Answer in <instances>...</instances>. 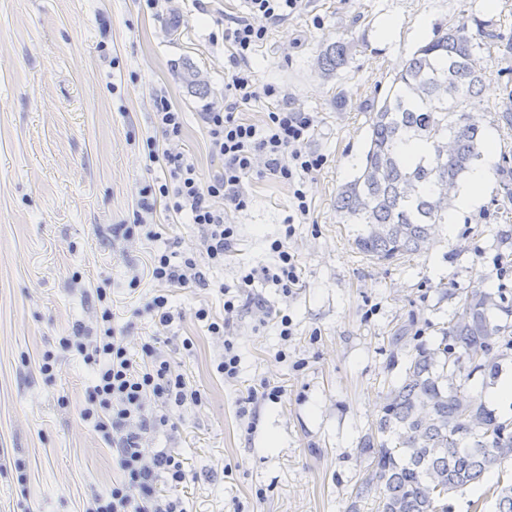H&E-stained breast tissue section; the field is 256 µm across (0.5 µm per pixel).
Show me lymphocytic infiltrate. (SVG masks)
<instances>
[{"label":"lymphocytic infiltrate","mask_w":512,"mask_h":512,"mask_svg":"<svg viewBox=\"0 0 512 512\" xmlns=\"http://www.w3.org/2000/svg\"><path fill=\"white\" fill-rule=\"evenodd\" d=\"M246 2L247 13L230 18L224 28L232 67L224 99L208 104L200 114L209 152L222 162L220 170L202 176L175 149L183 129L182 114L165 94L153 100L159 134L149 139L147 147L151 168L162 173L158 199L169 217H188L199 231L198 254L164 250L150 255L146 276L155 289L144 308L163 328L174 321L171 289L207 286L206 267L223 265L233 252L240 232L231 214L248 205L245 181L258 172L287 186L293 216L303 223L312 209L306 179L328 161L325 154L308 147L319 124L317 115L281 101L279 88L261 82L251 66L252 57L273 28L303 13L308 0ZM260 98L275 100V107L258 122L241 117L240 108ZM294 232V225L287 226L283 237L271 241L272 265L241 270L235 287H222L223 319L212 318L204 308L195 313L211 335L224 339V356L217 370L225 379H236L240 366L238 348L230 337L231 323L244 307L265 309L252 291L255 282L271 284L286 296L301 282L300 260L288 246ZM97 297L103 304L98 334L89 337L78 329L62 343L83 354L95 373L92 397L105 414L96 419L86 409L82 416L95 419L98 429L111 431L123 479L110 497L96 498L86 512H185L180 496L187 479L183 460L168 449L146 453L145 442L148 433L172 426L174 409L199 404L201 393L188 385L174 361L158 349V337H149L139 354H132L125 336L113 326L116 314L105 292H98Z\"/></svg>","instance_id":"1"}]
</instances>
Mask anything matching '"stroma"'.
I'll return each instance as SVG.
<instances>
[{
	"label": "stroma",
	"mask_w": 512,
	"mask_h": 512,
	"mask_svg": "<svg viewBox=\"0 0 512 512\" xmlns=\"http://www.w3.org/2000/svg\"><path fill=\"white\" fill-rule=\"evenodd\" d=\"M169 6L162 15L144 0H0V512H86L121 476L105 432L80 416L100 408L90 397L94 372L59 341L79 327L95 330L101 288L122 314L117 326L131 349L154 334L142 310L152 284L134 288L131 278L152 251L195 250L197 230L170 225L161 207L153 215L161 239L146 240L136 227L140 193L155 177L146 145L155 134L153 96L165 92L182 112L187 157L203 174L217 170L199 114L224 98V17L246 10L243 0ZM463 13L512 37V0L491 11L485 0H309L253 58L262 82L317 114L308 147L328 163L308 178L310 221L288 242L302 288L287 297L256 283L268 316L249 308L234 321L237 380L217 372L223 342L194 313L204 307L223 317L221 286L236 284L242 268L271 263L269 244L287 224V187L252 178L250 204L233 214L237 252L208 270V287L180 288L170 299L175 319L164 350L202 403L176 410L175 428L151 434L148 445L184 459L187 512H346L365 467L356 448L388 381L418 345L439 339L466 288L512 290V275L498 271L497 176L478 210L451 214L427 249L394 262L353 249L351 227L336 215V190L353 172L376 103L417 47ZM387 18L396 27L385 38ZM336 41L352 55L327 82L317 57ZM482 57L483 79L495 88L481 90L470 111L497 151L512 150L491 112L505 62L493 49ZM190 71L205 92L186 81ZM116 224L132 226L131 236L114 233ZM280 310L296 326L286 342L273 317ZM400 327L403 341L391 344ZM186 338L192 350L183 349ZM47 353L56 362L45 374ZM263 383L282 388L280 401L241 411L249 388Z\"/></svg>",
	"instance_id": "obj_1"
}]
</instances>
